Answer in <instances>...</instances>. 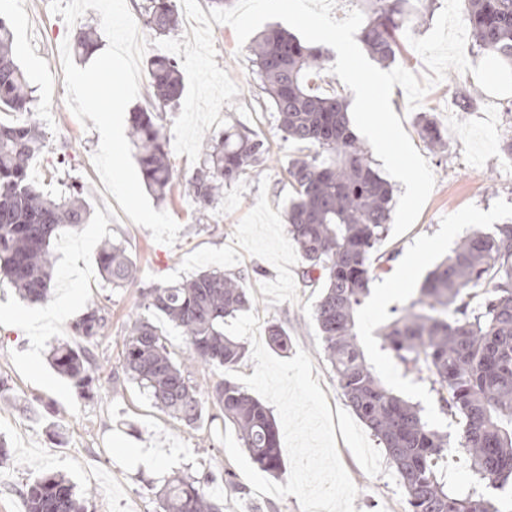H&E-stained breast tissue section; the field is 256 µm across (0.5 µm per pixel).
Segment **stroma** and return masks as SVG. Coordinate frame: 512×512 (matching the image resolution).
<instances>
[{"label": "stroma", "instance_id": "35a3bbf8", "mask_svg": "<svg viewBox=\"0 0 512 512\" xmlns=\"http://www.w3.org/2000/svg\"><path fill=\"white\" fill-rule=\"evenodd\" d=\"M195 6L199 16L192 35L179 28L148 38V55L176 58L185 81L184 96L168 109L165 121L176 185L165 200L152 202L180 225L176 243L169 246L133 223L107 191L93 165L99 133L85 128L66 104L60 46L75 28L51 13L50 0H0V19L12 27L14 53L45 133L30 177L53 197L78 184L89 211L87 224L62 234L53 245L56 276L48 303L24 301L0 277V438L10 450L0 464V512H26L22 489L50 474L86 492L87 512H159L152 490L162 487L172 471L196 475L233 465L214 436L223 419L189 427L156 408L136 384L114 386L112 373L121 363L141 298L138 288H115L101 277L97 254L108 240L125 247L148 284H171L211 270L246 273L251 309L261 325L286 326L292 349L305 350L314 363L312 376L327 397L340 459L357 488L356 512H405L406 493L384 451L336 386L313 320L322 288L303 281L300 255L288 237L285 206L292 188L286 169L306 149L283 139L254 73L253 57L238 47L233 28L213 20L211 0H196ZM468 92L473 102L463 112L457 101ZM391 105L429 164L435 186L413 227L376 245L373 255L385 270L371 284L355 331L383 384L420 404L433 426L452 434L457 426L441 413L428 383L404 373L383 348L378 330L417 297L428 273L463 236L512 220V155L504 150L512 140V96H491L472 73L451 69L417 109H408L398 85ZM424 116L436 121L443 151H433L422 139ZM230 125L264 137L270 159L260 173L225 188L217 203L198 211L185 188L198 165L199 145ZM63 303L80 313L93 304L101 307L108 318L104 335L88 342L67 321L32 330L13 318L18 311L42 315ZM63 341L94 352L99 384L94 397L79 395L51 365L50 352ZM437 468L449 490L479 491L499 512H512V481L501 490L478 484L469 460L456 448L443 453ZM221 495L224 512L258 507L302 512L292 495L242 497L229 489Z\"/></svg>", "mask_w": 512, "mask_h": 512}]
</instances>
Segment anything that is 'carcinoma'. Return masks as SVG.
Returning <instances> with one entry per match:
<instances>
[{"label":"carcinoma","mask_w":512,"mask_h":512,"mask_svg":"<svg viewBox=\"0 0 512 512\" xmlns=\"http://www.w3.org/2000/svg\"><path fill=\"white\" fill-rule=\"evenodd\" d=\"M366 19L360 38L381 64L402 49L406 22L420 17L411 0H360ZM466 23L480 49L512 63V0H468ZM143 24L152 35L175 30L179 18L171 0H149ZM13 33L0 21V112L28 115L23 123L0 120V273L31 303L50 296L55 259L51 242L64 228L85 223L79 192L45 195L29 177V162L43 147L41 124L31 110L25 75L14 61ZM255 74L286 140L315 148V154L287 168L292 196L285 208L288 235L303 263L302 278L324 283L314 319L324 351L347 404L384 449L394 476L407 494V512H498L483 497L448 490L436 460L448 448V434L433 428L422 407L394 395L366 363L355 333V316L381 265L375 246L387 236L394 190L373 166L368 150L350 128L348 102L323 96L310 81L329 61L320 49L281 31L269 30L250 46ZM150 96L130 113V136L145 185L163 199L175 185L164 133V111L184 94L178 63L154 55L147 61ZM421 135L443 148L436 124L424 119ZM269 159L264 138L227 127L206 138L199 165L187 183L201 208L212 206L224 188L261 170ZM98 267L115 288L142 283L140 269L119 243L105 242ZM246 275L205 271L175 284L141 289L145 314L131 319L124 339L122 371L169 417L194 427L216 419L231 424L263 471L285 472L284 449L270 409L224 378L201 381V369L228 370L245 355V343L224 332L227 319L250 306ZM161 315L180 330L186 350L176 356ZM106 317L87 308L75 322L88 341L103 334ZM383 347L404 372L426 382L442 412L459 417L457 449L479 480L499 488L512 478V224L474 231L429 273L419 297L379 331ZM270 346L288 352L291 338L280 323L267 329ZM51 363L80 394L93 390L96 362L91 352L62 342ZM216 476L175 472L158 491L160 512H224L207 488ZM27 512H86L79 494L59 475L44 476L24 492Z\"/></svg>","instance_id":"carcinoma-1"}]
</instances>
